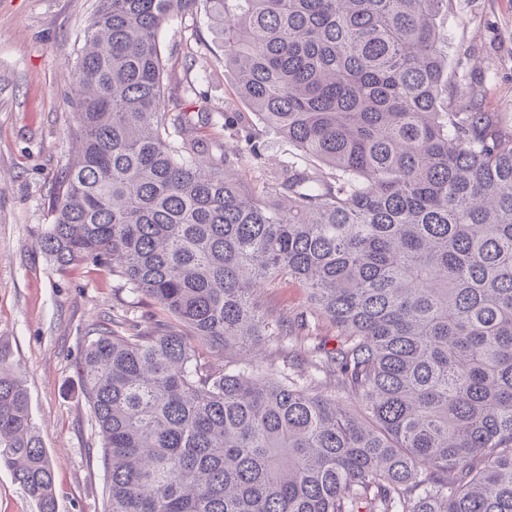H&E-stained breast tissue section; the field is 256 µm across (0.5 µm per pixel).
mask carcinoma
Masks as SVG:
<instances>
[{"label":"carcinoma","instance_id":"1","mask_svg":"<svg viewBox=\"0 0 512 512\" xmlns=\"http://www.w3.org/2000/svg\"><path fill=\"white\" fill-rule=\"evenodd\" d=\"M207 5L266 131L331 169L260 186L164 105L159 30ZM448 0H98L73 74L76 158L38 245L112 270L151 324L90 337L103 512H512V126L457 84ZM292 279L310 306L263 310ZM327 320L292 376L218 365ZM57 512L55 464L0 351V469Z\"/></svg>","mask_w":512,"mask_h":512}]
</instances>
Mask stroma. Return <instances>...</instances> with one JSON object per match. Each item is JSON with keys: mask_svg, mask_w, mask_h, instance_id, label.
Returning <instances> with one entry per match:
<instances>
[{"mask_svg": "<svg viewBox=\"0 0 512 512\" xmlns=\"http://www.w3.org/2000/svg\"><path fill=\"white\" fill-rule=\"evenodd\" d=\"M98 0H0V346L23 381L33 420L56 462L57 512H103L104 475L98 437L80 394L75 365L95 325L145 321L154 304L120 289L103 267L62 274L37 245L53 179L76 154V122L67 97L85 30ZM448 71L483 109L512 117V0H448L442 19ZM165 106L187 113L195 136L215 161L236 165L238 136L224 115L244 111L224 49L206 7L170 20L158 33ZM303 160L287 139L267 133L245 164L255 181L281 176ZM262 308L307 309L294 280L262 288Z\"/></svg>", "mask_w": 512, "mask_h": 512, "instance_id": "35a3bbf8", "label": "stroma"}]
</instances>
